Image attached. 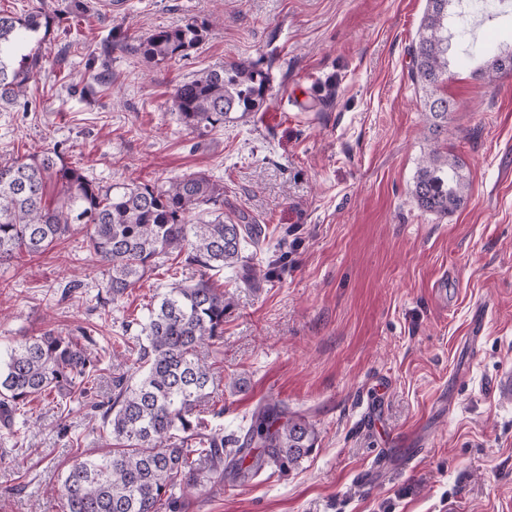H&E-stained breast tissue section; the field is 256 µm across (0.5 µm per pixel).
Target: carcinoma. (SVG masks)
Wrapping results in <instances>:
<instances>
[{
  "label": "carcinoma",
  "mask_w": 512,
  "mask_h": 512,
  "mask_svg": "<svg viewBox=\"0 0 512 512\" xmlns=\"http://www.w3.org/2000/svg\"><path fill=\"white\" fill-rule=\"evenodd\" d=\"M461 0H427L411 46L410 77L424 93L423 116L437 136L448 130L454 103L439 94L448 80V5ZM62 18L41 8L22 14L0 10V110L25 97L42 69L38 42ZM207 21L162 28L139 40L137 50L154 63L188 55L209 32ZM512 72V49L495 40L483 48L475 74L493 82ZM269 76L254 65H218L177 84L172 108L198 137L221 128L238 112H256L265 102ZM59 199L47 201L50 188ZM468 184L455 155L431 148L411 190L425 212L446 216L464 201ZM214 218L191 222L197 211ZM83 235L86 259L104 267L102 288L112 302L169 255L198 272L190 284L174 283L148 308L144 343L117 357L129 371L112 379L109 399L91 406L112 435V447L77 457L55 490L61 512H160L177 495L196 489L202 465H225L242 479L266 468L281 472L298 465L316 447L314 426L288 413L278 401L259 405L248 428L226 436L203 430L201 413L214 390L211 366L201 350L224 336L231 306L215 288L211 272L244 268L246 281L261 268L242 255L258 244L262 228L224 220V187L204 172H192L158 186L116 183L102 186L57 149L25 157L0 158V264L26 253L41 255L57 242ZM83 331L63 336L52 329L26 337L0 362V416L12 417L30 400L55 395L57 405L90 391L100 371Z\"/></svg>",
  "instance_id": "carcinoma-1"
}]
</instances>
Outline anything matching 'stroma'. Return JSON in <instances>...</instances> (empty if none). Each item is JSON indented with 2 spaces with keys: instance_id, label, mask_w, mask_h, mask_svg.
I'll return each instance as SVG.
<instances>
[{
  "instance_id": "35a3bbf8",
  "label": "stroma",
  "mask_w": 512,
  "mask_h": 512,
  "mask_svg": "<svg viewBox=\"0 0 512 512\" xmlns=\"http://www.w3.org/2000/svg\"><path fill=\"white\" fill-rule=\"evenodd\" d=\"M0 0V10L68 14L40 47L28 94L0 112V157L58 148L102 185H163L202 171L224 187V214L262 224V279L213 276L233 305L203 351L214 374L210 429L240 433L277 400L318 432L286 472L247 482L208 471L180 512H512V76L488 83L452 69L439 146L469 184L446 217L411 194L432 141L409 70L426 0ZM210 21L185 57L155 64L136 50L155 30ZM457 49L512 41V5L467 17ZM218 64L269 74L259 111L198 138L171 108L176 84ZM81 235L0 265V354L53 329L89 330L97 385L60 413L39 397L0 424V512H60L50 493L72 457L110 447L91 416L137 350L152 298L194 269L159 268L100 306L103 269ZM447 279L450 294L434 293ZM71 295H63L66 284ZM482 322L478 344L469 337ZM376 425H366V405ZM425 434L406 462L393 440Z\"/></svg>"
}]
</instances>
